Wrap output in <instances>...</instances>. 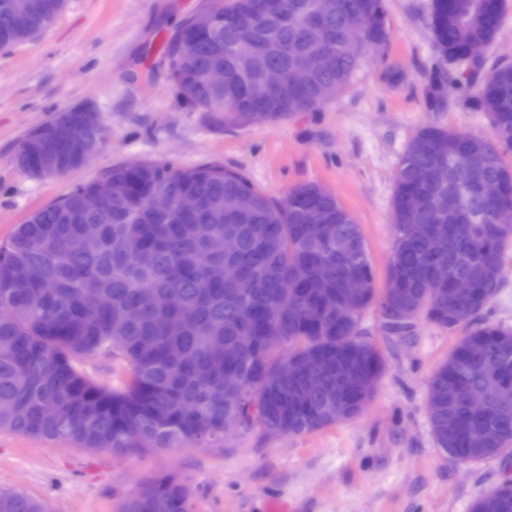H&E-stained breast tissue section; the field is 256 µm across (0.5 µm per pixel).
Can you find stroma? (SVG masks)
I'll list each match as a JSON object with an SVG mask.
<instances>
[{
	"label": "stroma",
	"instance_id": "1",
	"mask_svg": "<svg viewBox=\"0 0 512 512\" xmlns=\"http://www.w3.org/2000/svg\"><path fill=\"white\" fill-rule=\"evenodd\" d=\"M203 0H68L33 39L0 50V243L35 210L119 165L155 159L184 167L218 159L280 199L314 183L359 224L384 285L393 246L394 175L408 141L438 125L492 137L470 90L444 88L449 72L427 23L429 0H385L389 41L369 53L348 87L312 112L270 123L224 125L192 109L169 76L158 36L173 37ZM89 104L108 131L89 163L53 179L18 169V141L55 111ZM385 370L355 419L294 437L232 430L224 445L139 455L86 451L0 431V489L20 490L52 512H118L145 477L174 473L191 491V512H265L292 498L303 512H470L482 493L512 482L511 460L461 464L434 441L427 381L462 336L416 318L386 331L377 309L362 318ZM95 382L120 387L131 373L109 355L80 359Z\"/></svg>",
	"mask_w": 512,
	"mask_h": 512
}]
</instances>
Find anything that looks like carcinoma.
Returning a JSON list of instances; mask_svg holds the SVG:
<instances>
[{
  "label": "carcinoma",
  "instance_id": "obj_1",
  "mask_svg": "<svg viewBox=\"0 0 512 512\" xmlns=\"http://www.w3.org/2000/svg\"><path fill=\"white\" fill-rule=\"evenodd\" d=\"M29 27H17L0 10V49L48 29L67 0H42ZM318 0H206L218 25L189 34L185 51L166 47L170 77L205 112L231 126L249 124L250 92L265 69L288 70L320 54L325 38H352V17L364 19L358 54L323 60L310 86L271 96L266 120L310 112L338 96L366 54L389 40L384 0H334L321 27L306 18ZM504 0H431L429 26L436 51L476 68L498 39ZM254 17L238 26L236 17ZM249 47L240 57L237 42ZM213 66L249 80L210 88L202 75ZM473 99L496 138L437 125L420 129L407 143L394 177V240L385 285L377 290L368 248L352 215L313 183L299 184L275 200L245 176L211 161L191 167L144 161L116 166L112 199L86 206L93 183L80 185L34 211L0 245V430L76 448H110L143 454L189 445L221 446L231 429L259 427L267 435L300 436L354 419L373 398L383 371L375 345L363 336L361 316L338 323L336 304L349 279L362 280L361 310L376 306L384 325L401 330L423 316L446 329L461 327L448 358L427 383V413L438 448L452 459L473 463L512 456V330L482 320L502 283V260L512 246V225L497 222L512 205V63H495L475 87ZM464 151L473 166L444 181L448 147ZM40 143L15 155L18 168L35 173ZM484 181L508 193L487 199ZM156 190L176 197L192 192L191 214L157 212ZM247 193L255 205L232 211L233 196ZM448 209L435 211V196ZM448 239L433 252L428 236ZM238 240L227 254L217 241ZM73 237L85 249L67 250ZM436 268L448 281L431 277ZM467 277L468 296L449 288ZM177 281L180 306L168 302ZM253 338L250 353L238 350ZM111 352L123 357L131 379L123 388L91 380L75 366L78 356ZM293 366L279 377L282 361ZM490 388L484 410L467 402L474 390ZM185 482L168 475L141 481L120 512H190ZM42 501L0 489V512H42ZM471 512H512V483L476 498Z\"/></svg>",
  "mask_w": 512,
  "mask_h": 512
}]
</instances>
